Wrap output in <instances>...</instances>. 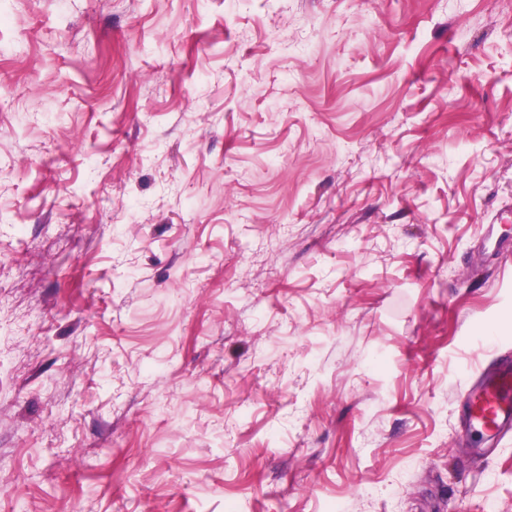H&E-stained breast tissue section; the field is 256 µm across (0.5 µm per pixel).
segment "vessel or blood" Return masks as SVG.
I'll return each instance as SVG.
<instances>
[{"label":"vessel or blood","instance_id":"vessel-or-blood-1","mask_svg":"<svg viewBox=\"0 0 512 512\" xmlns=\"http://www.w3.org/2000/svg\"><path fill=\"white\" fill-rule=\"evenodd\" d=\"M466 426L478 438L473 455L512 432V349L499 350L493 363L482 369L466 390L462 403Z\"/></svg>","mask_w":512,"mask_h":512}]
</instances>
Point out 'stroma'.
Returning <instances> with one entry per match:
<instances>
[{
  "label": "stroma",
  "instance_id": "obj_1",
  "mask_svg": "<svg viewBox=\"0 0 512 512\" xmlns=\"http://www.w3.org/2000/svg\"><path fill=\"white\" fill-rule=\"evenodd\" d=\"M512 0H0V512H512ZM466 426L478 437L474 456H481L482 446L502 439L512 429V349L498 351L493 363L482 369L466 390L462 403Z\"/></svg>",
  "mask_w": 512,
  "mask_h": 512
}]
</instances>
